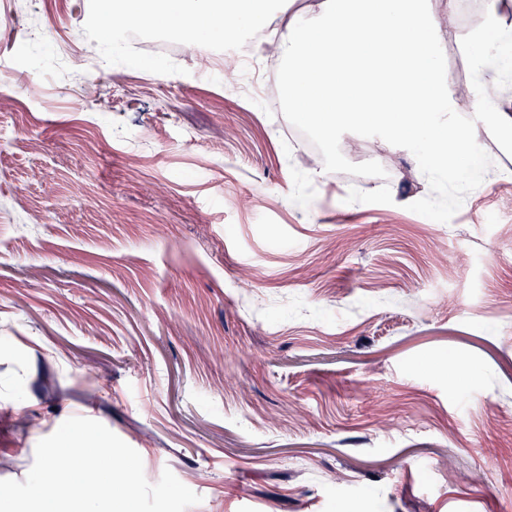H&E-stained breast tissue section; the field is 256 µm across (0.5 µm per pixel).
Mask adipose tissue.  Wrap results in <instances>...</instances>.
I'll list each match as a JSON object with an SVG mask.
<instances>
[{"label": "adipose tissue", "mask_w": 512, "mask_h": 512, "mask_svg": "<svg viewBox=\"0 0 512 512\" xmlns=\"http://www.w3.org/2000/svg\"><path fill=\"white\" fill-rule=\"evenodd\" d=\"M269 0H96L104 40H113L112 17H138L142 27L177 32L192 46L211 38L239 43L244 31L271 24ZM288 31L276 46L285 65L282 94L293 112L324 139L336 131L371 128L387 147L423 148L427 170L463 178L478 174L482 136L512 131V26L495 5L483 23L462 35L469 82L459 93L434 46L441 28L455 29L459 0L445 14L431 0H319L313 16L290 10ZM424 111H412L414 101ZM467 105L474 119L454 118Z\"/></svg>", "instance_id": "adipose-tissue-1"}]
</instances>
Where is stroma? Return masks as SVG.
<instances>
[{
  "label": "stroma",
  "mask_w": 512,
  "mask_h": 512,
  "mask_svg": "<svg viewBox=\"0 0 512 512\" xmlns=\"http://www.w3.org/2000/svg\"><path fill=\"white\" fill-rule=\"evenodd\" d=\"M168 38L0 0V480L86 417L188 512H512V181L326 144L235 45L135 63Z\"/></svg>",
  "instance_id": "35a3bbf8"
}]
</instances>
